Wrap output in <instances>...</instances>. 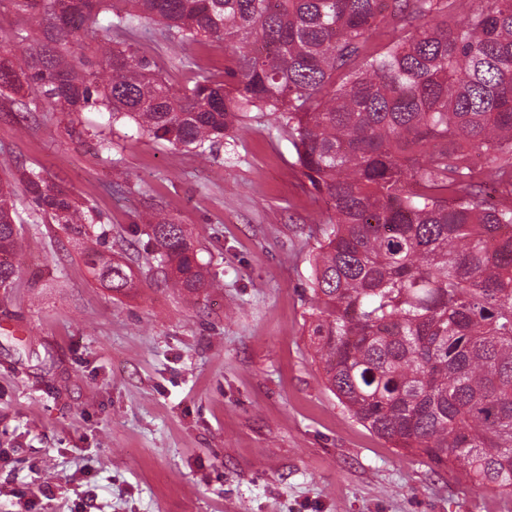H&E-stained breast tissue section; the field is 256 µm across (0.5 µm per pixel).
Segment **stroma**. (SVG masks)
I'll list each match as a JSON object with an SVG mask.
<instances>
[{
	"label": "stroma",
	"mask_w": 512,
	"mask_h": 512,
	"mask_svg": "<svg viewBox=\"0 0 512 512\" xmlns=\"http://www.w3.org/2000/svg\"><path fill=\"white\" fill-rule=\"evenodd\" d=\"M172 89L224 68L136 36ZM115 144L101 148L102 140ZM275 123L240 128L218 160L138 135L108 112H28L0 97V179L40 170L89 210V238L20 226L0 288V512H512L352 418L326 387L305 322L331 211ZM183 224L219 285L188 299L135 231L152 206ZM94 244L135 279L112 293Z\"/></svg>",
	"instance_id": "stroma-1"
}]
</instances>
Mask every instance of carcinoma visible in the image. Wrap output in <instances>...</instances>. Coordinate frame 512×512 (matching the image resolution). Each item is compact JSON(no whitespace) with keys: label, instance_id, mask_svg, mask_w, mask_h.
Masks as SVG:
<instances>
[{"label":"carcinoma","instance_id":"1","mask_svg":"<svg viewBox=\"0 0 512 512\" xmlns=\"http://www.w3.org/2000/svg\"><path fill=\"white\" fill-rule=\"evenodd\" d=\"M37 26L0 92L52 112L105 108L204 160L252 115L288 134L334 213L312 260L308 336L328 388L393 447L512 497V0H12ZM154 21L224 72L176 92L118 37ZM31 202L75 235L89 218L31 169ZM20 216L0 186V287ZM187 296L212 285L190 237L140 218ZM113 292L128 267L94 249Z\"/></svg>","mask_w":512,"mask_h":512}]
</instances>
